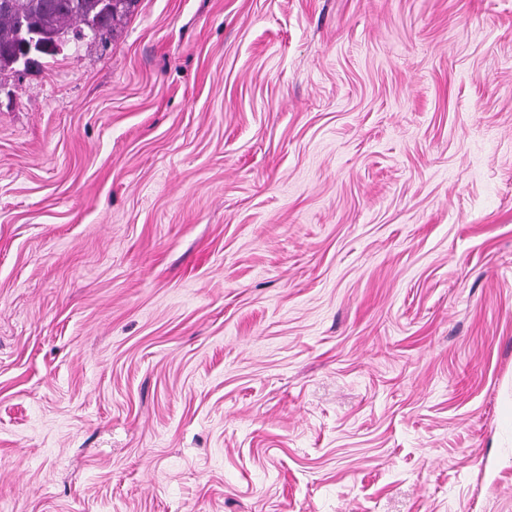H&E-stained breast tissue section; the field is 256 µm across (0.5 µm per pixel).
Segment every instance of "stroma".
Instances as JSON below:
<instances>
[{
  "label": "stroma",
  "mask_w": 512,
  "mask_h": 512,
  "mask_svg": "<svg viewBox=\"0 0 512 512\" xmlns=\"http://www.w3.org/2000/svg\"><path fill=\"white\" fill-rule=\"evenodd\" d=\"M0 512H512V0L0 72Z\"/></svg>",
  "instance_id": "obj_1"
}]
</instances>
